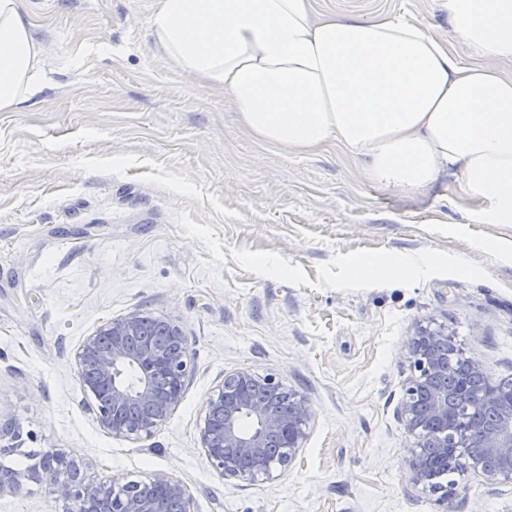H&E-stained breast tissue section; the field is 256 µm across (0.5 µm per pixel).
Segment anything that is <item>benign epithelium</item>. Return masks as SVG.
Instances as JSON below:
<instances>
[{"label": "benign epithelium", "mask_w": 512, "mask_h": 512, "mask_svg": "<svg viewBox=\"0 0 512 512\" xmlns=\"http://www.w3.org/2000/svg\"><path fill=\"white\" fill-rule=\"evenodd\" d=\"M164 343L138 338L137 312L112 319L87 336L76 354L78 378L90 397L100 426L115 438L139 441L153 435L180 404L191 372L181 326L171 317H155ZM411 375L398 418L412 438L407 466L410 483L441 492L448 502L454 489L436 487L431 466L448 463V448H466L464 467L494 486L512 485V380L487 387L475 399L467 389L448 385V360L457 359L472 374L482 373L477 361L460 357L453 337L444 331L417 328L405 349ZM140 368L130 384L123 370ZM466 402L491 415L488 424L458 427V410ZM308 399L275 377L239 370L224 377L208 398L199 442L210 465L227 480L271 479L284 471L307 438L311 417ZM25 470L0 468V494L19 493L40 484L50 494L81 505V512H191L186 486L166 473L146 480L87 482L64 452L47 448Z\"/></svg>", "instance_id": "obj_1"}]
</instances>
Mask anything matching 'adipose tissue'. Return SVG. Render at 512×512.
I'll list each match as a JSON object with an SVG mask.
<instances>
[{"instance_id":"ef3b65f1","label":"adipose tissue","mask_w":512,"mask_h":512,"mask_svg":"<svg viewBox=\"0 0 512 512\" xmlns=\"http://www.w3.org/2000/svg\"><path fill=\"white\" fill-rule=\"evenodd\" d=\"M448 13L461 40L512 62V0H448ZM150 26L260 143L336 144L403 192L452 171L487 222L512 224V78L459 63L420 24L320 17L312 0H159ZM40 61L24 0H0V109L42 92Z\"/></svg>"}]
</instances>
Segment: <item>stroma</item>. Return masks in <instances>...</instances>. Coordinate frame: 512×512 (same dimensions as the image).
<instances>
[{"label": "stroma", "mask_w": 512, "mask_h": 512, "mask_svg": "<svg viewBox=\"0 0 512 512\" xmlns=\"http://www.w3.org/2000/svg\"><path fill=\"white\" fill-rule=\"evenodd\" d=\"M158 0H25L48 82L0 110V422L18 447L59 448L87 481H181L192 512H512V486L466 473L449 503L411 486L396 410L417 326L445 328L490 382L512 379V224L487 223L458 174L404 193L360 159L261 144L221 91L155 45ZM321 16L391 13L460 63L448 0H313ZM430 255L428 274H404ZM374 259V276L351 267ZM181 326L191 373L152 437H112L88 408L75 356L131 312ZM272 375L307 397V439L272 479L224 480L199 444L225 375ZM0 512H62L45 487Z\"/></svg>", "instance_id": "stroma-1"}]
</instances>
